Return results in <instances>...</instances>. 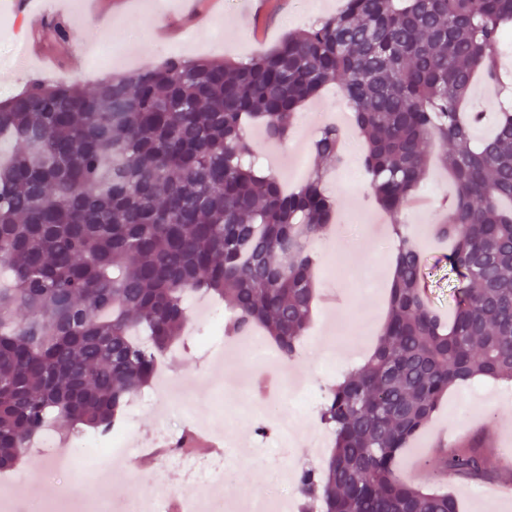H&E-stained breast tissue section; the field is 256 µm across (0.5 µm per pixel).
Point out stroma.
Here are the masks:
<instances>
[{
    "label": "stroma",
    "mask_w": 512,
    "mask_h": 512,
    "mask_svg": "<svg viewBox=\"0 0 512 512\" xmlns=\"http://www.w3.org/2000/svg\"><path fill=\"white\" fill-rule=\"evenodd\" d=\"M343 6L344 0H112L108 11L67 13L61 0H41L39 13L32 18L18 20L0 11V66H17L16 73L0 74V98L24 90V83L16 79L20 73L32 80L92 85L104 71L154 67L171 57L246 62L278 44L285 34L308 28ZM61 16L71 35L55 44V65L15 55L25 34L41 37ZM107 46L112 55L100 60ZM250 135L262 151L275 153L277 174L286 187H294L288 164L296 148L309 147V132L298 124L285 140L269 143L255 125ZM345 148L346 166L326 169L325 186L335 205L334 228L311 244L320 288L336 294L338 301L317 305L304 345L297 350L291 375L309 383V390L276 406L287 414L299 445H280L261 432V418L247 407L254 395L253 380L277 378L275 367L244 354L234 362L213 357L203 345L211 326L194 319L173 345L171 359L162 361L158 370L167 384L133 397L121 420L128 442L145 447L157 432L182 430L185 421L176 403L181 394H189L224 436L223 479L215 488L228 505L251 494L293 490V483L284 479L282 461L307 455V441L317 439L323 429L317 413L319 385L335 384L349 368L363 364L385 322L396 254L393 221L405 224L427 256L424 284L431 301L439 306L448 303V266L440 260L444 246L431 231L440 222L442 203L451 191L447 172L431 168L418 203L408 204L395 219L371 198L359 161L361 138L346 142ZM341 318L361 327V340L332 343ZM462 445L477 447L493 461V479L435 473L433 461L441 451ZM100 469L94 476L79 466L57 472L50 450L35 446L18 470L19 480L0 486V496L16 512H35L37 505L71 490L83 505L106 496L109 512H124L127 501L149 488L138 462L105 461ZM399 471L423 489L453 496L459 512H512V386L476 378L450 388L438 412L402 451Z\"/></svg>",
    "instance_id": "1"
}]
</instances>
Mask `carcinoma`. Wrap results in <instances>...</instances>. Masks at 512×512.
<instances>
[{"mask_svg": "<svg viewBox=\"0 0 512 512\" xmlns=\"http://www.w3.org/2000/svg\"><path fill=\"white\" fill-rule=\"evenodd\" d=\"M512 0H344L245 64L179 58L91 87L35 80L0 103V469L56 414L106 433L155 377L188 323L186 296L227 300V335L265 328L293 358L313 301L312 240L333 201L315 169L286 193L263 172L251 122L288 136L301 105L338 85L366 141L377 204L399 214L432 148L454 184L437 236L448 240V312L425 297L427 258L404 225L388 316L375 351L329 389L319 418L327 468L299 473L322 512H458L448 494L398 473L400 451L448 387L512 381V112L476 139L466 113L476 76L512 90L498 67ZM342 132L315 155L341 167ZM142 328L149 344L131 336ZM439 474L492 478L473 449L443 453Z\"/></svg>", "mask_w": 512, "mask_h": 512, "instance_id": "carcinoma-1", "label": "carcinoma"}]
</instances>
